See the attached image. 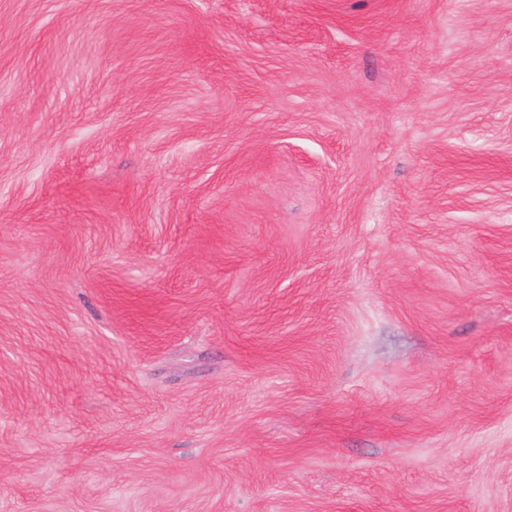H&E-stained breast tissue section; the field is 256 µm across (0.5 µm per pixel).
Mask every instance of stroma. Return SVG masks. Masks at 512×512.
I'll return each instance as SVG.
<instances>
[{"label":"stroma","mask_w":512,"mask_h":512,"mask_svg":"<svg viewBox=\"0 0 512 512\" xmlns=\"http://www.w3.org/2000/svg\"><path fill=\"white\" fill-rule=\"evenodd\" d=\"M0 512H512V0H0Z\"/></svg>","instance_id":"obj_1"}]
</instances>
